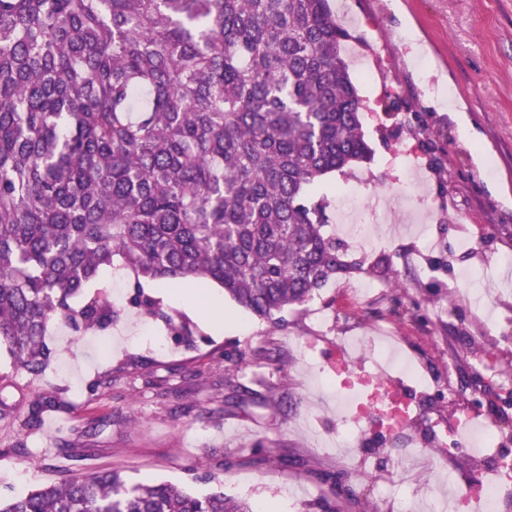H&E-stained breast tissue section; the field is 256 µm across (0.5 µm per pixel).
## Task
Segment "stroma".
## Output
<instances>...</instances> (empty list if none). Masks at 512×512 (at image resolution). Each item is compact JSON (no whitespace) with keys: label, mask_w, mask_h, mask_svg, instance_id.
<instances>
[{"label":"stroma","mask_w":512,"mask_h":512,"mask_svg":"<svg viewBox=\"0 0 512 512\" xmlns=\"http://www.w3.org/2000/svg\"><path fill=\"white\" fill-rule=\"evenodd\" d=\"M352 35L350 73L366 101L370 162L326 177L317 193L330 206L328 232L367 263L393 259L409 297L423 310H390V276L330 281L279 325L224 300L214 327L186 298L192 283L143 282L176 318L196 328L185 349L163 325L129 307L134 276L118 303L112 355L94 337L50 333L55 356L37 381L13 374L10 411L0 418V486L20 494L55 479L69 448L82 465L119 471L134 483L169 481L208 491L216 474L226 495L260 512H324L330 486L315 472L345 474L374 512H430L477 471L464 450L435 452L434 425H451L477 395L487 350L512 379V0H330ZM423 44L412 51L408 35ZM356 189L371 237L353 240L338 194ZM361 340L362 357L380 340L417 363L435 392L410 433L429 450L413 465L403 442L375 439L362 451L334 449L336 412L312 362L329 363L336 344ZM316 344L308 356L307 344ZM242 355L226 369L224 355ZM112 384L90 395L103 378ZM53 403L46 426L26 425L30 402ZM193 405L183 414V405ZM270 461L257 463V448ZM302 466L280 463L281 455Z\"/></svg>","instance_id":"1"}]
</instances>
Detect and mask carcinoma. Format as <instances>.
<instances>
[{
  "instance_id": "1",
  "label": "carcinoma",
  "mask_w": 512,
  "mask_h": 512,
  "mask_svg": "<svg viewBox=\"0 0 512 512\" xmlns=\"http://www.w3.org/2000/svg\"><path fill=\"white\" fill-rule=\"evenodd\" d=\"M328 0H0V347L40 379L54 320L115 321L113 272L216 285L269 323L365 271L309 190L370 159ZM142 315L164 318L142 292ZM48 401H32L39 428ZM350 506L351 488L329 475ZM0 512H254L70 468Z\"/></svg>"
}]
</instances>
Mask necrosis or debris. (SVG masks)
<instances>
[{
  "label": "necrosis or debris",
  "mask_w": 512,
  "mask_h": 512,
  "mask_svg": "<svg viewBox=\"0 0 512 512\" xmlns=\"http://www.w3.org/2000/svg\"><path fill=\"white\" fill-rule=\"evenodd\" d=\"M336 401L342 428L336 445L357 449L375 435H398L408 430L417 414L410 391L427 393L428 383L415 364L398 360L378 347L369 364H360L346 343L336 345V364L324 375ZM512 482V465L496 462L489 475L468 483L448 500V512H503L501 487Z\"/></svg>",
  "instance_id": "1"
}]
</instances>
